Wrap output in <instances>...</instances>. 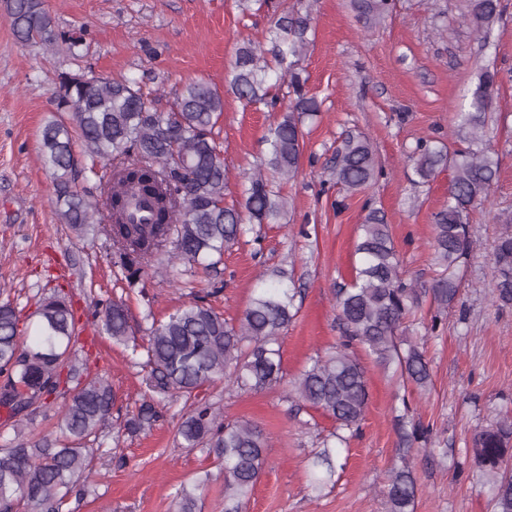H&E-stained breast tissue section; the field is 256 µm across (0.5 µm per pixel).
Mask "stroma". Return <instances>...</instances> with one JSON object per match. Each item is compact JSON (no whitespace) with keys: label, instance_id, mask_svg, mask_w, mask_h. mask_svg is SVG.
<instances>
[{"label":"stroma","instance_id":"35a3bbf8","mask_svg":"<svg viewBox=\"0 0 512 512\" xmlns=\"http://www.w3.org/2000/svg\"><path fill=\"white\" fill-rule=\"evenodd\" d=\"M287 2L311 18L312 41L299 72L321 112L302 123V169L282 187L286 212L278 223L263 225L258 240L225 251L216 272L192 276L163 261L138 291L117 280L104 236L92 230L75 236L58 215L40 135L53 117L58 74L76 66L65 54L21 45L0 0V299L28 315L39 298L60 288L85 317L95 300L120 295L136 326L145 313L161 319L200 296L234 322L255 289L285 270L298 292V312L280 339L283 383L244 392L218 381L201 390L229 418L257 424L268 440L265 470L242 512H386L387 475L405 463L416 480L414 512H493L487 477L466 448L477 430L512 417V303L494 294L493 257L503 222L512 219V0H501L502 16L484 39L464 18L467 0H394L375 26L358 21L348 0ZM47 4L56 29H84V66L103 77L147 76L146 91H161L164 108L171 89L189 80L223 86L237 47L265 42L272 18L264 9L241 11L237 0ZM486 68L497 73L487 115L499 169L492 201L470 215L472 247L459 266L455 303L440 310L423 301L405 323L406 335L424 346L432 385L422 392L399 384L355 347L366 369L368 406L359 430L339 448L333 485L314 492L310 452L335 423L315 409L295 408L286 399L290 384L341 336L333 290L355 276L357 226L369 209L385 213L404 278H433V216L448 201L452 172L421 182L409 156L423 138L454 143V115L467 109ZM274 118L265 107L225 95L217 127L228 170L226 204L239 201L244 177L260 168ZM349 133L370 138L383 168L356 194L322 181ZM216 281L224 287L214 294ZM80 344L91 370L108 376L115 405L94 475L66 512H176L177 491L202 476L207 482L196 512H224L223 474L206 452L181 447L176 436L183 399L171 400L166 420L152 430L118 434L117 422L141 402L142 375L128 364L124 347L95 328L86 329ZM401 418L431 430L428 443H414L406 456L399 449Z\"/></svg>","mask_w":512,"mask_h":512}]
</instances>
